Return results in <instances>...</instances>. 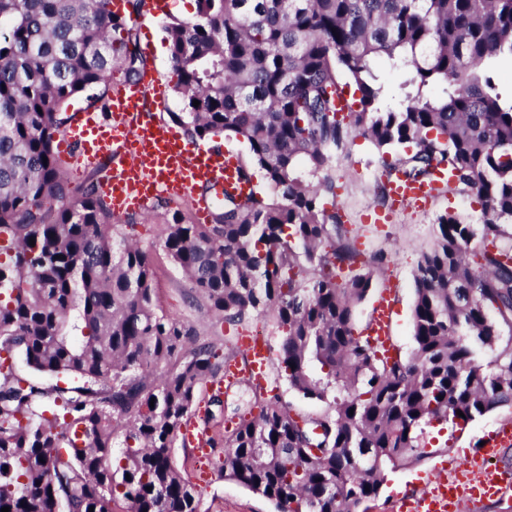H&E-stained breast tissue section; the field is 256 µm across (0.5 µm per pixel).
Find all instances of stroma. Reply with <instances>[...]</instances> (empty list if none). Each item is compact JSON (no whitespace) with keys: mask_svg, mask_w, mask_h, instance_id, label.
Wrapping results in <instances>:
<instances>
[{"mask_svg":"<svg viewBox=\"0 0 512 512\" xmlns=\"http://www.w3.org/2000/svg\"><path fill=\"white\" fill-rule=\"evenodd\" d=\"M195 11L194 0H172L169 12L161 14L149 32H136L128 42L127 53L138 52L144 40H151L154 48L144 55L145 67L154 69L160 84L168 94L157 104L154 112L159 121L170 122L171 115L180 111L181 104L172 89L177 75L171 62L164 26L169 17L188 18ZM383 166L373 145L361 137L353 138L345 152L336 155L328 169L335 188V200L345 214V227L362 257L382 250L388 256L385 266L373 277V290L359 306L357 327H364L371 318L373 306L383 292H390L392 308L390 336L400 355H409L414 347L412 339V311L414 304V275L420 252L428 250L435 239L441 216L454 215L467 224H480L481 210L472 195L456 189L443 190L425 209L407 207L389 214L383 225L365 223V213L374 208H385L380 197V176ZM181 212L186 222H193L191 207L186 201L169 203L143 216H127V223L136 228L134 241L144 250L154 270V301L158 309L192 327L199 339L214 343L223 352H236L235 338L242 328L228 324L217 317L208 301L192 293L185 274L168 257L161 246L163 229L173 212ZM285 406L300 416L319 417L330 412L328 402L304 398L289 388L281 377L279 367H272L267 380ZM257 406L250 404L244 388L235 387L224 397L223 405L213 404L208 390H200L192 417L200 430L210 435L223 434L233 416L252 418L258 415ZM512 421V407L503 406L469 423L465 428L452 425L444 429L427 428L424 435L426 457L417 465L388 472L386 482L375 499L362 503L358 512H399L403 497L423 489L428 477L435 475L445 461L459 457L464 449L501 422ZM219 449H209L206 464H199L193 447L176 443L173 463L178 471L202 491L200 512H274L273 505L246 487L225 479L220 468Z\"/></svg>","mask_w":512,"mask_h":512,"instance_id":"obj_1","label":"stroma"}]
</instances>
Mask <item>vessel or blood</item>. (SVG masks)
Returning <instances> with one entry per match:
<instances>
[{
    "mask_svg": "<svg viewBox=\"0 0 512 512\" xmlns=\"http://www.w3.org/2000/svg\"><path fill=\"white\" fill-rule=\"evenodd\" d=\"M162 86L153 72L137 81L113 87L109 116L99 119L92 112L73 113L60 128L55 148L60 160L87 168L109 160L110 167L98 183V192L112 206L115 216L152 210L160 199L190 200L198 223H209L217 203L212 189L248 198L252 186L240 177V165L221 146L192 145L175 128L161 124L152 115L155 101L163 99ZM448 183L445 172L430 180L410 181L395 177L385 180L393 207L427 206ZM391 304L382 299L374 306L364 331L378 357L396 356L389 336ZM243 360H229L224 381L232 385L248 381L264 387L270 362L267 344L243 339ZM512 446V424H502L485 438L480 448L459 461L450 476L402 502L401 512H458L463 500L501 497L512 488V470L498 463L502 449Z\"/></svg>",
    "mask_w": 512,
    "mask_h": 512,
    "instance_id": "1",
    "label": "vessel or blood"
}]
</instances>
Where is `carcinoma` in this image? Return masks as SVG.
<instances>
[{"instance_id":"1","label":"carcinoma","mask_w":512,"mask_h":512,"mask_svg":"<svg viewBox=\"0 0 512 512\" xmlns=\"http://www.w3.org/2000/svg\"><path fill=\"white\" fill-rule=\"evenodd\" d=\"M0 22V353L56 379L0 361V509L117 512L121 499L125 512H200L172 450L225 354L158 311L147 253L94 184L68 201L53 150L72 99L107 111L133 28L112 0H0ZM164 31L182 104L172 120L195 139H243L274 198L226 191L213 224L175 213L162 247L226 322L272 312L281 375L332 403L295 418L279 395L253 393L258 417L224 433V478L275 512H356L387 471L427 455L425 428L512 404V339L500 346L499 332L512 326V243L485 245L512 224V101L497 81L512 0H195ZM380 63L401 76L395 104ZM357 136L386 172L444 169L481 204L478 229L441 217L417 264L414 349L392 361L355 334L386 254L360 262L318 177Z\"/></svg>"}]
</instances>
